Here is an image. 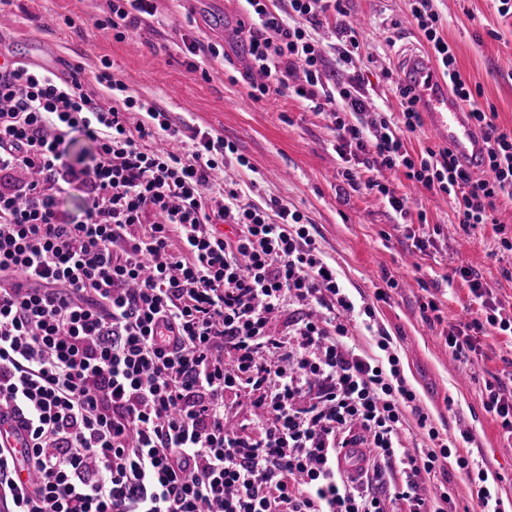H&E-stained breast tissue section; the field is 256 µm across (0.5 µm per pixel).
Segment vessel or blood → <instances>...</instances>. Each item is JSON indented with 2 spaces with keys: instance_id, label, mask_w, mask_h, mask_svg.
<instances>
[{
  "instance_id": "vessel-or-blood-1",
  "label": "vessel or blood",
  "mask_w": 512,
  "mask_h": 512,
  "mask_svg": "<svg viewBox=\"0 0 512 512\" xmlns=\"http://www.w3.org/2000/svg\"><path fill=\"white\" fill-rule=\"evenodd\" d=\"M402 76L419 99V105L429 117L433 135L448 144L458 158L469 167H479L484 154V143L467 118L463 103L449 95L441 72L430 58L419 52L406 55ZM367 448L355 445L342 449L336 466L348 476L357 475L366 464Z\"/></svg>"
}]
</instances>
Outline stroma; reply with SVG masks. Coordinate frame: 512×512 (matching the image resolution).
<instances>
[{
    "instance_id": "1",
    "label": "stroma",
    "mask_w": 512,
    "mask_h": 512,
    "mask_svg": "<svg viewBox=\"0 0 512 512\" xmlns=\"http://www.w3.org/2000/svg\"><path fill=\"white\" fill-rule=\"evenodd\" d=\"M112 0H12L0 13V47L29 55L32 64L84 75L110 61L136 95L155 101L180 125L224 137L250 162L228 158L222 178L254 202L276 198L312 224L324 259L355 302L374 305L376 320L392 337L401 368L434 426L461 454L495 476L492 488L512 512V437L487 411L486 382L512 381V335L474 336L475 349L457 356L445 338L459 321L479 316L482 306L458 275L466 267L493 292L503 315L512 316V200H497L504 232L492 225L459 224L452 198L408 179L404 169L364 171L414 204L397 223L385 198L353 190L342 176L334 150L336 130L329 113L310 108L294 94L249 96V33L242 28V0H156L150 26L118 40L96 20ZM442 34L456 52L483 104L493 105L498 126L512 129V15L501 16L496 0H433ZM361 49L357 72L375 103L398 113L393 93L402 51L429 47L413 24L409 0H349ZM197 43L198 56L185 53ZM221 56L211 59L207 48ZM426 239V250L415 242ZM396 288H387V280ZM390 297L381 301L379 289ZM435 301L439 319L422 306ZM428 495L448 492L449 512H475L477 499L466 470L420 474Z\"/></svg>"
}]
</instances>
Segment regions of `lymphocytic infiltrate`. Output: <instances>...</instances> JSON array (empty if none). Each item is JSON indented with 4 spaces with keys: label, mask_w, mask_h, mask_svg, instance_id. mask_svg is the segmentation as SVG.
I'll return each instance as SVG.
<instances>
[{
    "label": "lymphocytic infiltrate",
    "mask_w": 512,
    "mask_h": 512,
    "mask_svg": "<svg viewBox=\"0 0 512 512\" xmlns=\"http://www.w3.org/2000/svg\"><path fill=\"white\" fill-rule=\"evenodd\" d=\"M348 0H245L249 56L261 77L251 89L294 94L329 112L336 152L354 166L356 190L386 196L398 219L408 197L362 169L405 168L409 179L448 195L461 224L498 223L496 202L512 199V131L478 101L440 34L430 0L410 14L452 92L485 140L482 177L449 148L412 156L403 147L421 124L411 91L396 85L402 118L370 106L353 72L360 56ZM154 0H113L100 26L115 39L148 23ZM334 21L336 81L312 32ZM62 77L25 63L0 73V405L27 432L17 450L0 436V501L7 512H445L417 492L420 472L470 465L453 454L407 382L400 357L369 304H356L322 256L303 214L279 200L258 205L218 184L233 143L194 130L192 145L156 103L132 95L110 62ZM94 145L72 163L69 143ZM77 188L80 217L60 205ZM304 307L287 332L270 322ZM448 335L464 356L473 337L512 331V317L485 306ZM378 355L350 347L351 322ZM262 412L229 425L227 399ZM413 414L431 447L405 448ZM365 435L368 473L344 479L340 449ZM401 465L402 485L377 491L371 478ZM35 479L21 484L20 469Z\"/></svg>",
    "instance_id": "obj_1"
}]
</instances>
